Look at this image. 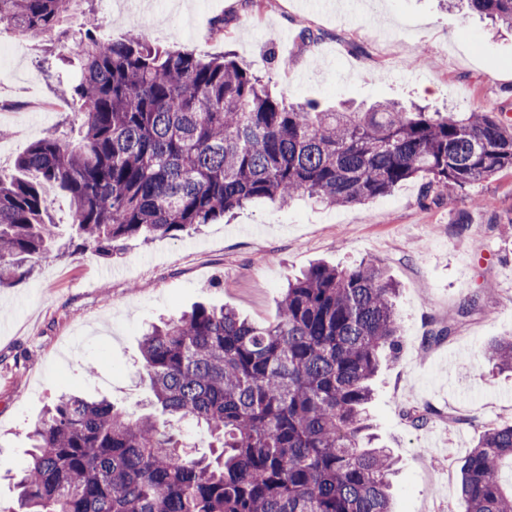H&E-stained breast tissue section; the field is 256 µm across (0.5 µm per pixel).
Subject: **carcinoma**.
I'll return each instance as SVG.
<instances>
[{
    "label": "carcinoma",
    "instance_id": "1",
    "mask_svg": "<svg viewBox=\"0 0 512 512\" xmlns=\"http://www.w3.org/2000/svg\"><path fill=\"white\" fill-rule=\"evenodd\" d=\"M84 2L0 0V31L34 39L83 17L66 45L80 78L62 86L82 139L39 138L0 175L1 288L55 250L108 256L255 199L364 204L420 179L451 206L512 171L503 111L288 103L229 52L204 59L135 32L114 41ZM465 2L512 29V0ZM47 185L70 199L66 237L49 218ZM397 291L373 259L319 261L288 280L271 324L198 305L152 326L140 351L154 411L61 397L31 431L17 512H392L394 460L367 446V408L383 356L401 344ZM486 353L512 372V336ZM162 416L204 429L209 454L188 453ZM506 460L512 424H490L461 465L465 512H512V487L498 478Z\"/></svg>",
    "mask_w": 512,
    "mask_h": 512
}]
</instances>
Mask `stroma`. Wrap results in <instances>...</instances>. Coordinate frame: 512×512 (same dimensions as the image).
I'll return each mask as SVG.
<instances>
[{
	"label": "stroma",
	"mask_w": 512,
	"mask_h": 512,
	"mask_svg": "<svg viewBox=\"0 0 512 512\" xmlns=\"http://www.w3.org/2000/svg\"><path fill=\"white\" fill-rule=\"evenodd\" d=\"M149 15L129 0H94L102 31L201 55L222 51L271 74L289 100L369 106L397 100L440 109L512 114V32L447 7L444 0H353L335 10L320 0H151ZM224 33L215 36V21ZM318 40L302 44V30ZM0 40L23 51L0 80L25 85L0 96V174L46 135L78 142L70 112L51 108L60 71L57 34ZM406 182L367 205L326 206L259 199L231 220L181 237L131 238L111 256H48L0 289V512H15L10 474L29 460L28 432L60 395L105 397L143 411L149 394L140 341L160 319L197 304L227 306L261 325L274 322L289 276L324 260L382 263L398 283L401 345L383 358L369 412L397 462L395 512H462L460 466L486 426L512 422V373H497L483 346L512 335V172L459 192L454 207ZM467 225H459L458 215ZM475 299L449 339L431 329ZM430 410L424 426L404 415ZM456 415L460 424L449 425Z\"/></svg>",
	"instance_id": "1"
}]
</instances>
